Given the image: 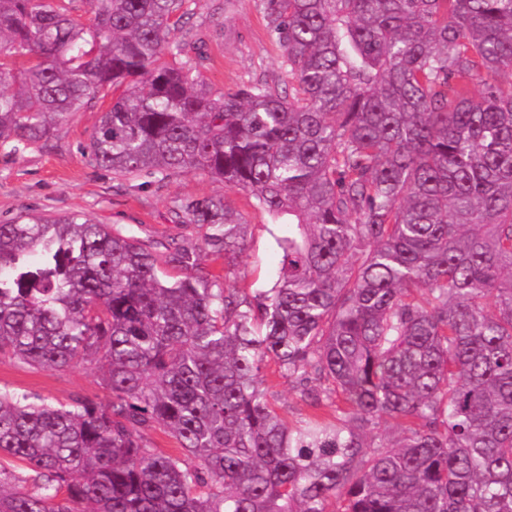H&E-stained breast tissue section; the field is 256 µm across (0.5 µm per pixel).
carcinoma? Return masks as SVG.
Instances as JSON below:
<instances>
[{
    "label": "carcinoma",
    "mask_w": 512,
    "mask_h": 512,
    "mask_svg": "<svg viewBox=\"0 0 512 512\" xmlns=\"http://www.w3.org/2000/svg\"><path fill=\"white\" fill-rule=\"evenodd\" d=\"M74 2L0 0V145L110 94L95 164L207 173L288 232L248 296L202 263L246 246L222 195L174 205L196 240L1 223L0 355H93L111 397L0 389V512H512V0H261L292 90L218 96L185 0ZM271 365L311 414L280 417ZM145 439L158 453L171 456H182L183 451L178 447L176 441L160 430L147 432Z\"/></svg>",
    "instance_id": "1"
}]
</instances>
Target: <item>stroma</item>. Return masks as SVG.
Here are the masks:
<instances>
[{"label": "stroma", "mask_w": 512, "mask_h": 512, "mask_svg": "<svg viewBox=\"0 0 512 512\" xmlns=\"http://www.w3.org/2000/svg\"><path fill=\"white\" fill-rule=\"evenodd\" d=\"M185 7L188 17L174 36L187 52L203 49L201 75L213 93L262 79L287 87L283 59L259 0H187ZM108 105V99H99L71 113L55 125L48 140L20 151L0 146V221L80 211L140 238L163 241L197 234L194 226L176 223V200L222 193L248 224L247 248L236 262L230 284L272 287L280 259L275 238L286 228L275 224L249 195L225 189L203 172L175 175L158 186L145 178L118 176L90 162L86 148ZM0 388L35 394L53 405L75 398L103 405L110 399L104 370L97 362L45 370L0 361Z\"/></svg>", "instance_id": "1"}]
</instances>
